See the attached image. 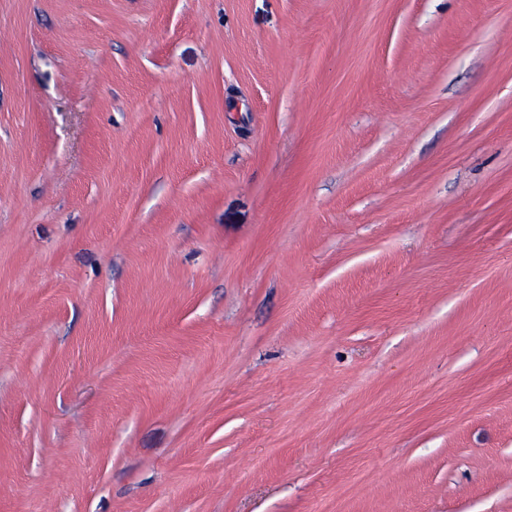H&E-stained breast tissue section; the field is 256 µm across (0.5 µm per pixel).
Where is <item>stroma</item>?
I'll return each instance as SVG.
<instances>
[{
  "instance_id": "obj_1",
  "label": "stroma",
  "mask_w": 512,
  "mask_h": 512,
  "mask_svg": "<svg viewBox=\"0 0 512 512\" xmlns=\"http://www.w3.org/2000/svg\"><path fill=\"white\" fill-rule=\"evenodd\" d=\"M512 512V0H0V512Z\"/></svg>"
}]
</instances>
